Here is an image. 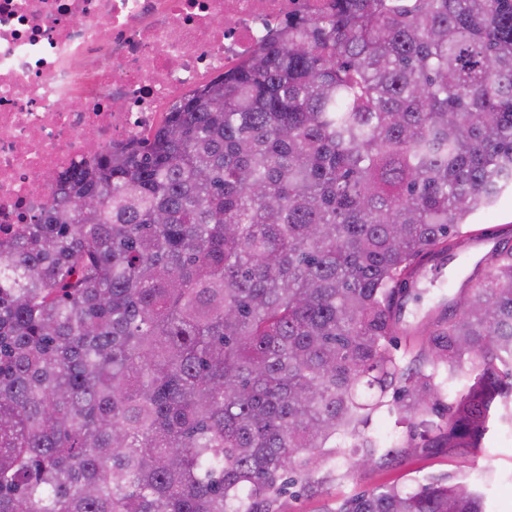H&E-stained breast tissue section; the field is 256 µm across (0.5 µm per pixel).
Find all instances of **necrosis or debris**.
Masks as SVG:
<instances>
[{
  "label": "necrosis or debris",
  "mask_w": 512,
  "mask_h": 512,
  "mask_svg": "<svg viewBox=\"0 0 512 512\" xmlns=\"http://www.w3.org/2000/svg\"><path fill=\"white\" fill-rule=\"evenodd\" d=\"M326 0H0V233Z\"/></svg>",
  "instance_id": "obj_1"
}]
</instances>
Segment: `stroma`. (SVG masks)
<instances>
[{
  "instance_id": "stroma-1",
  "label": "stroma",
  "mask_w": 512,
  "mask_h": 512,
  "mask_svg": "<svg viewBox=\"0 0 512 512\" xmlns=\"http://www.w3.org/2000/svg\"><path fill=\"white\" fill-rule=\"evenodd\" d=\"M472 227L488 233L494 241L512 240V189H506L492 208L476 211ZM475 260V254L467 251L450 261L435 260L427 279L417 282L405 297L401 309L404 327L393 339V351L403 362H410L420 352L428 320L442 312L449 296L458 293ZM448 475L465 478L481 491L486 512H512V431L495 430L474 458L430 449L361 472L351 471L347 459H339L317 493L286 488L279 499L280 512H335L341 501L358 493Z\"/></svg>"
}]
</instances>
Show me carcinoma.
Segmentation results:
<instances>
[{
  "instance_id": "carcinoma-1",
  "label": "carcinoma",
  "mask_w": 512,
  "mask_h": 512,
  "mask_svg": "<svg viewBox=\"0 0 512 512\" xmlns=\"http://www.w3.org/2000/svg\"><path fill=\"white\" fill-rule=\"evenodd\" d=\"M512 187V0H331L0 241V512H278L512 430V245L394 355L424 258ZM459 389L448 395V386ZM382 408L407 434L370 432ZM336 512H485L462 479Z\"/></svg>"
}]
</instances>
